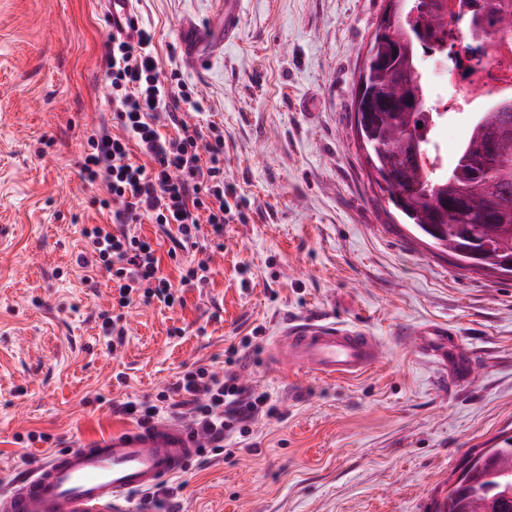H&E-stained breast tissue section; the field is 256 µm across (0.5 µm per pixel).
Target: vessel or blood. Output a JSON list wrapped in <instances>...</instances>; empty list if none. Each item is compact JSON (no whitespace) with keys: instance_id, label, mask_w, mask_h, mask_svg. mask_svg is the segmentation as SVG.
Returning <instances> with one entry per match:
<instances>
[{"instance_id":"b4317fda","label":"vessel or blood","mask_w":512,"mask_h":512,"mask_svg":"<svg viewBox=\"0 0 512 512\" xmlns=\"http://www.w3.org/2000/svg\"><path fill=\"white\" fill-rule=\"evenodd\" d=\"M288 363L329 378L372 368L381 345L364 332L313 319L284 331ZM187 422L131 426L80 441L0 488V512H129L130 496L178 475L205 445Z\"/></svg>"}]
</instances>
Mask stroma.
<instances>
[{
    "mask_svg": "<svg viewBox=\"0 0 512 512\" xmlns=\"http://www.w3.org/2000/svg\"><path fill=\"white\" fill-rule=\"evenodd\" d=\"M224 2L132 4L201 103L187 125L223 130L241 216L176 263L137 225L181 301L132 308L112 352L109 282L73 264L84 225L110 221L79 174L109 111V6L0 0V480L132 425L113 403L207 364L277 412L170 479L177 512H423L512 429V276L429 252L367 172L353 92L386 0H238L229 39ZM201 262L208 283L181 285ZM315 313L375 336L380 361L335 381L276 360L284 324ZM31 431L50 442L16 443ZM101 320V333L106 338L107 347L112 351L122 347L126 341L127 331L123 322V313L112 314L103 312L99 316Z\"/></svg>",
    "mask_w": 512,
    "mask_h": 512,
    "instance_id": "stroma-1",
    "label": "stroma"
}]
</instances>
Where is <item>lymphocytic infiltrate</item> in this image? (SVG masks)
<instances>
[{"instance_id":"obj_1","label":"lymphocytic infiltrate","mask_w":512,"mask_h":512,"mask_svg":"<svg viewBox=\"0 0 512 512\" xmlns=\"http://www.w3.org/2000/svg\"><path fill=\"white\" fill-rule=\"evenodd\" d=\"M154 35L129 15L124 30L113 34L106 60L105 79L112 124L88 139L89 152L81 176L90 185H102L106 196L100 208L111 209L108 224L84 226L85 247L75 259L87 273H107L118 290L119 313H102L101 333L110 349L126 341L122 309L133 304L134 294L144 300L173 304L176 296L161 271L160 259L150 242L131 230L140 219L175 226L169 257L192 252L203 232L224 235L230 209L224 192V136L209 139L184 130L180 105L192 97L183 84L164 77L154 55ZM178 133H162V125ZM139 148L143 163L133 162ZM122 208H113V201ZM184 409L195 426L211 435L213 445L226 437L245 433L260 414L276 411L268 394H257L239 384L234 372L218 374L198 365L186 370L176 383L156 399L116 403L115 412L147 425L169 410Z\"/></svg>"}]
</instances>
